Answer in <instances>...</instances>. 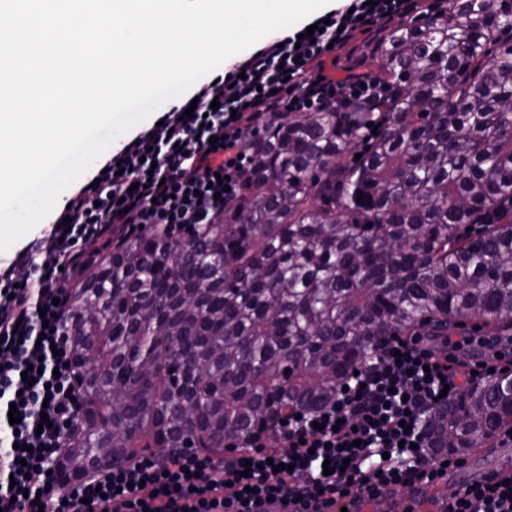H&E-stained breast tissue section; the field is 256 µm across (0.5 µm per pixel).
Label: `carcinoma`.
<instances>
[{
	"instance_id": "cac0c4a2",
	"label": "carcinoma",
	"mask_w": 512,
	"mask_h": 512,
	"mask_svg": "<svg viewBox=\"0 0 512 512\" xmlns=\"http://www.w3.org/2000/svg\"><path fill=\"white\" fill-rule=\"evenodd\" d=\"M511 17L512 0H431L382 26L345 59L391 88L382 112H280L201 233L92 252L68 284L82 402L64 480L152 449L246 448L331 403L373 336L512 334ZM509 428L512 377H489L430 415L426 448Z\"/></svg>"
}]
</instances>
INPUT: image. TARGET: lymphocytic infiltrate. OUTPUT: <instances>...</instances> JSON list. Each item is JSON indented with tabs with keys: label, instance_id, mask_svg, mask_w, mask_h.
Wrapping results in <instances>:
<instances>
[{
	"label": "lymphocytic infiltrate",
	"instance_id": "obj_1",
	"mask_svg": "<svg viewBox=\"0 0 512 512\" xmlns=\"http://www.w3.org/2000/svg\"><path fill=\"white\" fill-rule=\"evenodd\" d=\"M410 0H348L310 37L289 31L199 85L184 106L107 159L57 213L35 252L0 268V512H255L278 499L309 505L439 481L455 464L421 449L424 423L475 380L468 336L382 339L317 411L288 413L252 446L216 457L149 454L69 483L57 462L75 430L80 392L65 334V271L88 245L161 224L188 237L243 191L245 133L280 112L376 108L389 88L343 73L339 50L404 16ZM21 420L10 423L9 410ZM446 512H512V473L450 494Z\"/></svg>",
	"mask_w": 512,
	"mask_h": 512
}]
</instances>
